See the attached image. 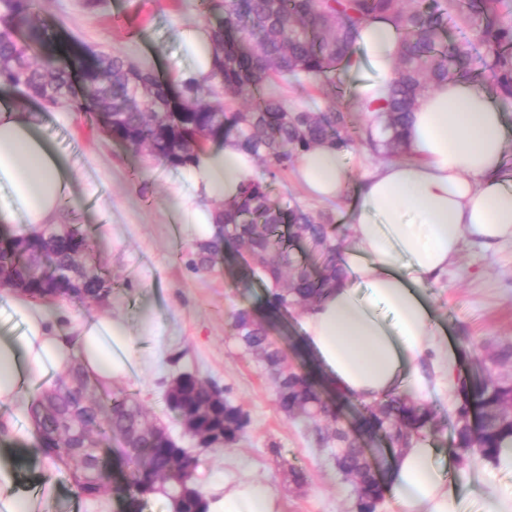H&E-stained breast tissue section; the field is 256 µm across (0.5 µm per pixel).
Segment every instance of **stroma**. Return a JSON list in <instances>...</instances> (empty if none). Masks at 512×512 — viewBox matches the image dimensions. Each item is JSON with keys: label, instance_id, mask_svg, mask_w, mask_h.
Listing matches in <instances>:
<instances>
[{"label": "stroma", "instance_id": "stroma-1", "mask_svg": "<svg viewBox=\"0 0 512 512\" xmlns=\"http://www.w3.org/2000/svg\"><path fill=\"white\" fill-rule=\"evenodd\" d=\"M39 17L60 38L91 54L118 52L176 85L191 68L181 32L205 24L200 0H36ZM40 126L54 150L75 168L72 204L64 221L87 229L90 258L107 274L112 292L103 304L74 300L55 303L59 328L106 313L131 335L135 360L130 375L112 388L131 394L151 424L167 427L175 442L199 459L195 482L206 497L224 492V474L270 484L280 497V512H355V495L323 450L314 447L301 421L279 409L273 382L254 356L231 337V313L262 293L260 286L238 283L235 273L249 261L239 252L215 269L196 267L207 239L196 224L180 223L175 188H188L187 171L170 168L146 152H133L94 126L89 115L60 106L43 113ZM284 204L331 210L340 230H347L346 208L311 201L286 172L272 186ZM435 320L458 353L467 375L481 371L486 346L512 341V244L492 249L464 245L442 281L427 289ZM191 372L225 390L248 417L242 438L223 450L199 448L167 405L170 381ZM457 390L431 381L426 400L436 413L433 440L449 473L450 490L461 512H490V496L512 490V472H490L486 461L461 467L449 455L454 439ZM307 475L303 486L290 483L288 465ZM72 460L33 458L28 472L52 483L55 491L45 512H119L115 497L96 503L76 498L67 479Z\"/></svg>", "mask_w": 512, "mask_h": 512}]
</instances>
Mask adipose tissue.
<instances>
[{"mask_svg": "<svg viewBox=\"0 0 512 512\" xmlns=\"http://www.w3.org/2000/svg\"><path fill=\"white\" fill-rule=\"evenodd\" d=\"M401 35L390 20L366 23L358 43L366 59L346 68L354 99L374 115L384 105ZM370 64L373 81L358 80ZM408 156L382 164L353 183L350 149L323 146L296 162V179L316 201L353 192L348 209L350 243L342 252L348 279L327 291L301 316L302 346L327 385L345 401L369 404L412 389L426 399L423 365L439 349L433 309L425 291L440 283L465 243L486 248L512 242V181L502 177L512 131L484 90L467 81L429 88L406 129ZM192 193H178L181 223L214 232L208 201L238 199L261 173L249 152L228 140L199 153L189 168ZM76 178L62 164L31 106L0 97V229L21 224L26 236L59 223ZM9 304L23 330L0 338V405H14L28 385L66 371L70 346L85 369L103 383L129 374L133 364L126 328L99 314L69 330L49 306L12 293ZM0 441L13 451L0 464V512H41L40 495H19V464L34 454L11 424ZM389 494L400 512H461L449 491L431 439L412 443L394 462ZM209 512H280L270 486L225 477L222 499Z\"/></svg>", "mask_w": 512, "mask_h": 512, "instance_id": "obj_1", "label": "adipose tissue"}]
</instances>
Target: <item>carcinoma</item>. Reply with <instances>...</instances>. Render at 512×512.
I'll use <instances>...</instances> for the list:
<instances>
[{
  "instance_id": "obj_1",
  "label": "carcinoma",
  "mask_w": 512,
  "mask_h": 512,
  "mask_svg": "<svg viewBox=\"0 0 512 512\" xmlns=\"http://www.w3.org/2000/svg\"><path fill=\"white\" fill-rule=\"evenodd\" d=\"M205 16L218 15L211 27L215 65L210 81L224 89V102L202 103L209 87L191 78L174 94L167 82L119 53L90 57L75 53L70 63L32 61L31 50L51 45L56 35L34 15V0H0V84L21 86L28 98L47 105L61 100L80 112L112 113V139L144 149L171 167H189L205 144L229 137L266 165V179L248 186L240 199L218 209L217 232L199 247L196 265L211 269L217 259L244 249L252 262L237 272L244 284L265 288L257 303L231 314L232 338L265 366L279 370L275 383L281 412L305 423L316 447L327 451L336 471L356 494V512H376L386 492V477L374 472L362 447L368 437L385 438L393 448L436 433L434 411L408 391L366 406L356 430L345 428L343 399L324 400L321 384L309 370L290 362L288 351L270 337L267 319L317 303L342 273L343 237L331 214L272 200L267 180L295 167L297 158L317 147H348L356 131L336 103L344 95L340 77L347 56L356 52L359 28L376 18L402 31L395 63L396 79L388 109L378 116L379 137L368 135L373 151L389 159L407 155L404 132L422 93L434 84L473 81L479 75L463 67L470 43L447 37L448 9L456 7L465 27L483 51V74L499 96L512 99V0H201ZM313 78L328 101L317 111L290 109L265 87L290 79ZM0 233V269L37 272L23 280L22 292L35 302L69 282V272L89 255L91 245L80 226H48L39 236ZM77 297L93 299L111 291L101 269L77 284ZM487 362L500 373L474 383L473 396L457 408L454 450L461 465L478 456L497 457L512 437V342L495 345ZM93 379L80 365L65 380L41 393L32 404L38 448L43 457L69 459L89 444L81 465L69 475L79 498H93L113 484L121 512H144L150 498L176 502L180 512H208V499L196 488L197 458L186 453L157 425H149L139 402L112 394L110 415L99 418L98 405L86 396ZM214 387L193 377L167 394L169 409L194 420L202 445L229 447L245 433L247 419L227 397L214 399ZM119 442L117 469L100 456L103 432Z\"/></svg>"
}]
</instances>
